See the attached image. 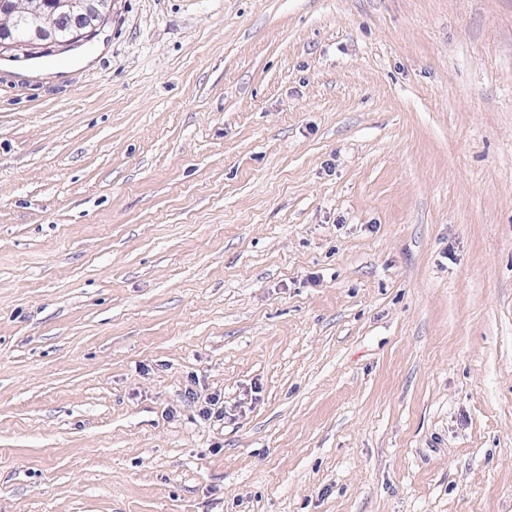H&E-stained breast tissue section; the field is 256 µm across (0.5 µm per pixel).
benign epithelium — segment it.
Instances as JSON below:
<instances>
[{
    "label": "benign epithelium",
    "instance_id": "7a95c632",
    "mask_svg": "<svg viewBox=\"0 0 512 512\" xmlns=\"http://www.w3.org/2000/svg\"><path fill=\"white\" fill-rule=\"evenodd\" d=\"M113 0H0V54L31 55L45 43L88 42L112 13Z\"/></svg>",
    "mask_w": 512,
    "mask_h": 512
}]
</instances>
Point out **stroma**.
<instances>
[{
    "mask_svg": "<svg viewBox=\"0 0 512 512\" xmlns=\"http://www.w3.org/2000/svg\"><path fill=\"white\" fill-rule=\"evenodd\" d=\"M0 512H512V0L1 58Z\"/></svg>",
    "mask_w": 512,
    "mask_h": 512,
    "instance_id": "stroma-1",
    "label": "stroma"
}]
</instances>
